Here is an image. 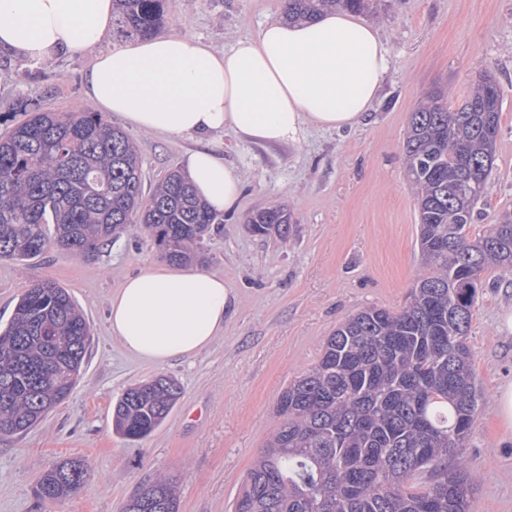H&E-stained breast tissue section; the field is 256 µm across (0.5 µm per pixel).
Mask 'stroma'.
Instances as JSON below:
<instances>
[{
  "mask_svg": "<svg viewBox=\"0 0 512 512\" xmlns=\"http://www.w3.org/2000/svg\"><path fill=\"white\" fill-rule=\"evenodd\" d=\"M161 34L195 37L218 50L281 18L283 0H164ZM390 59L379 96L361 126L309 130L297 144L262 146L217 134L244 192L235 213L214 225L202 267L230 290L224 333L202 351L158 365L128 354L113 337L109 302L124 281L160 257L134 225L91 258L54 250L24 263L0 261V328L21 294L49 279L68 289L92 328L76 386L30 430L0 436V512H118L139 484L176 480L179 512H231L244 477L277 427L276 404L295 377L319 360L329 334L368 307L400 311L425 268L418 218L403 163L411 112L434 91L456 110L484 75L502 94L495 161L475 208L472 236L512 211V0H378L371 17ZM93 52L30 61L0 52V135L24 117L84 110L83 76ZM146 189L197 147L190 137L129 129ZM282 205L287 237L252 234L246 216ZM512 272L486 268L466 339L481 392L457 457L475 483L474 512H512V430L496 414V390L512 380ZM158 375L181 397L165 421L130 443L112 425L124 391ZM81 460L84 487L62 502H40V476Z\"/></svg>",
  "mask_w": 512,
  "mask_h": 512,
  "instance_id": "stroma-1",
  "label": "stroma"
}]
</instances>
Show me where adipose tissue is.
<instances>
[{"label":"adipose tissue","instance_id":"1","mask_svg":"<svg viewBox=\"0 0 512 512\" xmlns=\"http://www.w3.org/2000/svg\"><path fill=\"white\" fill-rule=\"evenodd\" d=\"M111 24L112 0H0V49L32 60L96 49L86 101L146 133L204 137L183 164L218 212L235 207L243 179L208 134L229 129L243 142L282 145L310 126L355 127L389 70L378 28L343 9L267 22L224 51L187 35L100 50ZM228 310L223 276L149 265L113 294L108 321L127 352L163 364L207 348Z\"/></svg>","mask_w":512,"mask_h":512}]
</instances>
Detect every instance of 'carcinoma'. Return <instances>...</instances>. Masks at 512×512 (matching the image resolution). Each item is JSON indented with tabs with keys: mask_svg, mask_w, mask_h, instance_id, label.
<instances>
[{
	"mask_svg": "<svg viewBox=\"0 0 512 512\" xmlns=\"http://www.w3.org/2000/svg\"><path fill=\"white\" fill-rule=\"evenodd\" d=\"M163 0H112V24L148 37ZM336 8L364 12L371 0H284L283 17ZM502 112L490 76L454 112L438 95L411 113L407 175L418 190L419 246L429 271L400 312L369 307L326 338L318 363L295 377L277 404L280 424L248 470L234 512H471L475 488L456 449L480 400L466 336L487 264L512 271V214L472 240ZM217 214L178 170L144 192L137 151L98 112L35 109L0 137V261L54 249L89 257L141 224L171 264L192 262ZM251 232L285 237L280 207L248 220ZM91 326L68 290L43 280L20 296L0 330V435L27 431L74 388ZM181 395L161 375L128 388L113 409L117 434L136 441L166 419ZM79 460L46 471L37 496L57 502L80 489ZM120 512H179L175 482L141 484Z\"/></svg>",
	"mask_w": 512,
	"mask_h": 512,
	"instance_id": "cac0c4a2",
	"label": "carcinoma"
}]
</instances>
